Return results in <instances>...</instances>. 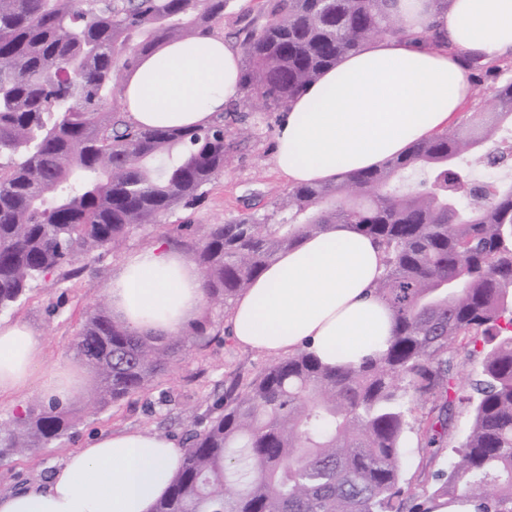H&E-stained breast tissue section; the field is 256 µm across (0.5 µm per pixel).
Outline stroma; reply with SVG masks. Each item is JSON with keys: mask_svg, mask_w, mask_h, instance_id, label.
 Wrapping results in <instances>:
<instances>
[{"mask_svg": "<svg viewBox=\"0 0 512 512\" xmlns=\"http://www.w3.org/2000/svg\"><path fill=\"white\" fill-rule=\"evenodd\" d=\"M251 120L256 139L208 185L205 196L194 208L177 209L164 224L135 230L121 252H101L77 263L75 273L62 270L41 279L25 301L0 312L1 322L20 321L29 327L41 345L44 368L69 361L78 367L86 383H93V372L76 358L70 346L86 317L95 309L108 306L107 285L119 275L127 253L149 248L163 237L168 238L171 247L188 252L191 240L182 235L180 225L220 224L262 209L287 193L288 182L273 166L278 115L257 111ZM228 312L225 306L207 308L206 316L219 329L217 336L206 345L188 350L144 392L97 412L82 409L83 396L75 394L68 403L73 419L67 434L28 456L0 461V492L48 479L62 459L101 432L153 430L183 440L196 415L202 414L223 392L225 381L237 376L242 382H249L269 360L268 354L242 347L223 332Z\"/></svg>", "mask_w": 512, "mask_h": 512, "instance_id": "35a3bbf8", "label": "stroma"}]
</instances>
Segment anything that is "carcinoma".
<instances>
[{
	"label": "carcinoma",
	"instance_id": "carcinoma-1",
	"mask_svg": "<svg viewBox=\"0 0 512 512\" xmlns=\"http://www.w3.org/2000/svg\"><path fill=\"white\" fill-rule=\"evenodd\" d=\"M393 0H262L240 29L244 99L195 130L138 128L124 118L126 82L162 43L214 30L235 0H0V311L46 275L130 233L163 224L252 137L251 103L280 112L364 44L399 33ZM484 91L460 126L413 142L384 166L336 183L291 187L263 213L206 224L191 252L207 304L226 305L301 239L352 224L385 255L378 297L392 311L387 349L329 369L302 351L250 382L233 378L154 512H436L481 500L512 512V184L479 193L477 171L509 167L497 134L512 128V79ZM136 334L104 309L71 349L95 375L83 404L145 390L207 336ZM478 361L460 384L459 366ZM473 416L440 463L460 387ZM70 412L38 403L0 425V459L45 448ZM416 434L422 470L404 479L401 448Z\"/></svg>",
	"mask_w": 512,
	"mask_h": 512
}]
</instances>
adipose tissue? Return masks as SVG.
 Masks as SVG:
<instances>
[{
	"label": "adipose tissue",
	"mask_w": 512,
	"mask_h": 512,
	"mask_svg": "<svg viewBox=\"0 0 512 512\" xmlns=\"http://www.w3.org/2000/svg\"><path fill=\"white\" fill-rule=\"evenodd\" d=\"M405 31L365 44L294 98L277 129L273 163L292 185L333 183L383 166L415 141L462 123L472 75L512 64V0H395ZM242 92L241 49L219 35L160 44L141 59L125 93L126 120L141 127L214 125ZM384 254L349 224H331L264 268L236 300L226 330L273 356L299 351L329 367L380 355L391 310L375 295ZM107 296L143 336L188 329L204 303L195 265L166 245L128 254ZM39 378L51 401L81 385L75 366H41L38 340L0 322V395ZM184 450L160 432L115 431L70 453L51 477L0 493V512H152Z\"/></svg>",
	"instance_id": "obj_1"
}]
</instances>
